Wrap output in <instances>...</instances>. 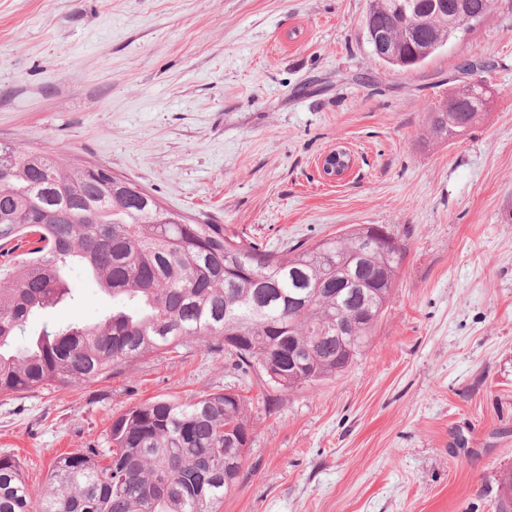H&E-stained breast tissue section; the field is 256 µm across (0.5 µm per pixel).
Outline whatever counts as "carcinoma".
<instances>
[{"label":"carcinoma","instance_id":"cac0c4a2","mask_svg":"<svg viewBox=\"0 0 512 512\" xmlns=\"http://www.w3.org/2000/svg\"><path fill=\"white\" fill-rule=\"evenodd\" d=\"M480 18L493 0H463ZM369 0L364 28L400 36L387 65L413 69L453 36L433 0ZM474 97L451 93L427 132L454 141L481 118ZM372 225L285 253L222 224L191 223L139 183L41 152L0 148V393L90 382L193 339L242 371L271 363L289 391L343 373L371 341L403 261L401 243L370 249ZM80 265L118 304L92 325L43 331L10 349L34 313L73 298ZM352 322L336 335V321ZM244 403L224 393L160 397L113 419L112 448L58 456L47 483L27 484L0 457V512H218L239 479L249 434Z\"/></svg>","mask_w":512,"mask_h":512}]
</instances>
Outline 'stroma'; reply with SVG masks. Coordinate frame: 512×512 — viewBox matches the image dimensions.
<instances>
[{
	"instance_id": "obj_1",
	"label": "stroma",
	"mask_w": 512,
	"mask_h": 512,
	"mask_svg": "<svg viewBox=\"0 0 512 512\" xmlns=\"http://www.w3.org/2000/svg\"><path fill=\"white\" fill-rule=\"evenodd\" d=\"M368 0H0V145L125 175L170 210L286 250L353 225L405 257L370 344L293 391L190 341L75 388L0 394V457L44 486L55 457L111 445L157 397L227 389L250 444L219 512H498L512 472V0H494L416 68L371 53ZM488 58L490 101L448 144L430 106ZM355 166L324 179L319 159ZM75 298L32 315L92 324L112 299L73 266Z\"/></svg>"
}]
</instances>
